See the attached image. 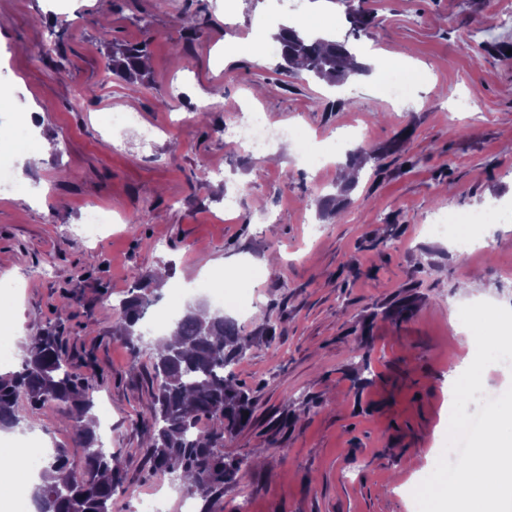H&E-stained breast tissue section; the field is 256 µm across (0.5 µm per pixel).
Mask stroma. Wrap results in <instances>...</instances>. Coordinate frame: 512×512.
<instances>
[{
    "label": "stroma",
    "mask_w": 512,
    "mask_h": 512,
    "mask_svg": "<svg viewBox=\"0 0 512 512\" xmlns=\"http://www.w3.org/2000/svg\"><path fill=\"white\" fill-rule=\"evenodd\" d=\"M368 5L378 22L355 37L336 0L310 8L335 15L356 53L408 57L416 74L373 63L334 86L277 70L264 0H235L231 26L224 0H71L64 14L50 0H0V164L14 178L0 193V347L53 325L73 358L92 357L91 395L108 406L107 448L124 465L112 512H136L159 483L139 452L150 371L132 367L114 327L127 289L163 263L170 274L147 317L242 279L269 315L228 311L252 336L236 369L252 421L224 447L258 462L246 476L249 512H411L403 486L429 471L448 378L468 351L459 309L512 307V223L487 225L475 264L421 229L437 212L512 202V0ZM190 15L200 36L188 42ZM136 42L148 45L145 82L107 79L108 46ZM393 78L406 86L398 108L383 90ZM175 86L184 96L174 106ZM229 101L288 125L297 153L250 159L224 136ZM118 112L139 119L121 151L106 136ZM354 119L365 141L337 147ZM19 139L50 142L40 168L13 149ZM360 151L368 159L341 218L323 215L321 199ZM215 166L223 178L198 186V170ZM228 195L237 209H224ZM89 206L114 217L91 240L80 230ZM271 253L276 271L262 273ZM362 336L366 355L353 357ZM26 432L80 464L84 450L56 408L30 413Z\"/></svg>",
    "instance_id": "35a3bbf8"
}]
</instances>
